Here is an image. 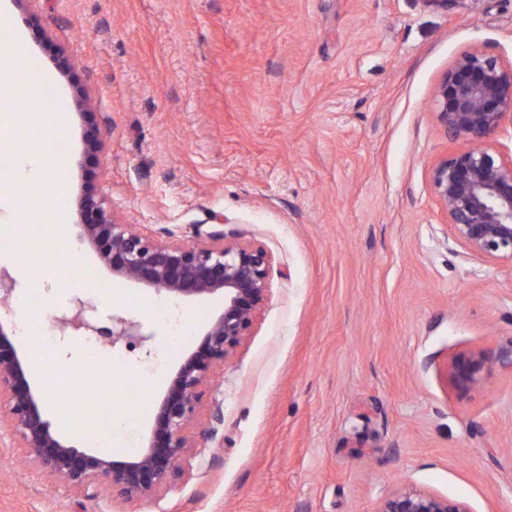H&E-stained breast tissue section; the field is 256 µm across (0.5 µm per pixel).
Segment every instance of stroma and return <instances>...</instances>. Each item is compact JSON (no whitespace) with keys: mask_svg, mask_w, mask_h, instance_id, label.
Instances as JSON below:
<instances>
[{"mask_svg":"<svg viewBox=\"0 0 512 512\" xmlns=\"http://www.w3.org/2000/svg\"><path fill=\"white\" fill-rule=\"evenodd\" d=\"M10 24L51 71L65 128V223L87 192L154 239L223 234L271 257L250 335L219 368L195 438L166 489L134 503L51 481L0 437V512H377L415 488L512 512V266L470 254L430 186L465 149L447 135L436 89L462 54L512 64V0H11ZM104 133L85 151L86 115ZM220 214L224 223H213ZM41 309L91 301L98 322L141 321L145 347L100 352L112 368V438L148 442L161 398L194 341L173 347L165 293L113 278L90 248ZM30 266L56 255L46 228L0 249ZM85 339L55 334L45 373L78 380ZM488 358L456 391L444 366ZM153 401L127 398L129 384Z\"/></svg>","mask_w":512,"mask_h":512,"instance_id":"obj_1","label":"stroma"}]
</instances>
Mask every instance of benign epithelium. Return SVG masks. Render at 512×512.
I'll return each mask as SVG.
<instances>
[{
  "instance_id": "obj_1",
  "label": "benign epithelium",
  "mask_w": 512,
  "mask_h": 512,
  "mask_svg": "<svg viewBox=\"0 0 512 512\" xmlns=\"http://www.w3.org/2000/svg\"><path fill=\"white\" fill-rule=\"evenodd\" d=\"M438 120L447 133L468 147L442 158L430 172L431 187L448 214L456 240L471 253L492 262L512 264V159L492 143L506 115L512 116V65L481 51L461 55L435 93ZM103 132L88 118L86 150L96 154ZM78 239L87 244L112 275L176 296L224 297L196 348L185 358L154 416L146 448L128 460L80 450L65 443L45 420L32 390L27 368L9 327L0 321V429L25 450L43 473L89 494L101 488L126 502L159 493L180 467L191 447L187 430L198 425L197 408L214 371L249 336L268 295L271 258L250 244L162 242L132 224L116 221L104 199L93 193L78 201ZM78 302L70 317L58 320L61 330L84 328L112 344L142 345L147 337L133 319L116 315L112 325L94 327ZM483 354L472 352L446 366L453 385L477 384L485 368ZM378 512H471L461 501L430 492L402 488L388 493Z\"/></svg>"
}]
</instances>
